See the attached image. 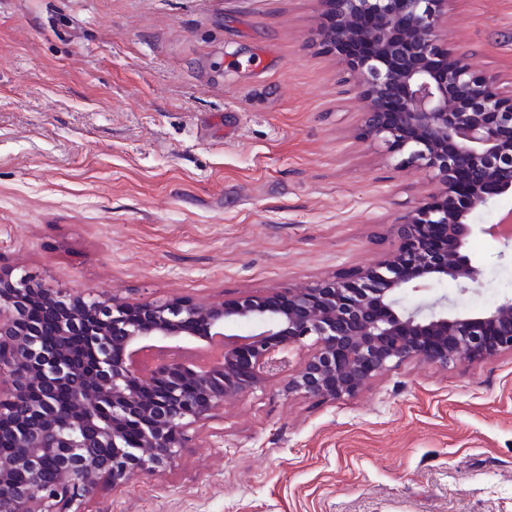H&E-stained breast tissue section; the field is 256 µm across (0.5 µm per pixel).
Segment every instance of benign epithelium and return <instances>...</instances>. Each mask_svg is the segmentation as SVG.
Listing matches in <instances>:
<instances>
[{
	"label": "benign epithelium",
	"instance_id": "benign-epithelium-1",
	"mask_svg": "<svg viewBox=\"0 0 512 512\" xmlns=\"http://www.w3.org/2000/svg\"><path fill=\"white\" fill-rule=\"evenodd\" d=\"M329 6L325 40L363 41L372 50L350 64L357 72L365 135L400 164L428 173L437 190L398 225V249L386 259L309 288L224 303L191 299L121 302L64 298L0 267V381L12 395L0 399V418L36 395L43 414L35 426L6 438L0 432V488L21 467L36 474L56 454V482L35 478L0 496V512H78L102 481L127 483L175 458L194 440L193 425L233 397L279 377L289 393L317 400L357 394L370 380L404 361L450 363L512 352V295L477 314L448 311V297L415 307L408 293H427L450 279L482 280L467 251L470 237L512 243V212L496 224L476 214L512 195V93L475 74L471 62L442 51L444 0H321ZM469 194H452L459 175ZM442 229L438 246L429 234ZM53 311L48 325L62 338L81 330L95 369L75 367L65 347L39 344L44 326L26 306ZM250 333L239 337L240 327ZM224 337V360L209 369L179 355L149 372L135 370L130 354L145 344H206ZM308 350L296 369L289 353ZM69 387L58 407L36 389L48 375ZM109 447L102 457L87 449ZM69 489L62 496L58 488Z\"/></svg>",
	"mask_w": 512,
	"mask_h": 512
}]
</instances>
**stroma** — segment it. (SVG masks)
I'll list each match as a JSON object with an SVG mask.
<instances>
[{
	"label": "stroma",
	"mask_w": 512,
	"mask_h": 512,
	"mask_svg": "<svg viewBox=\"0 0 512 512\" xmlns=\"http://www.w3.org/2000/svg\"><path fill=\"white\" fill-rule=\"evenodd\" d=\"M441 45L512 88V0H446ZM318 0H0V265L49 289L220 303L374 263L433 186L361 135ZM472 313L512 248L470 238ZM81 512H512V353L407 361L317 401L273 380Z\"/></svg>",
	"instance_id": "obj_1"
}]
</instances>
